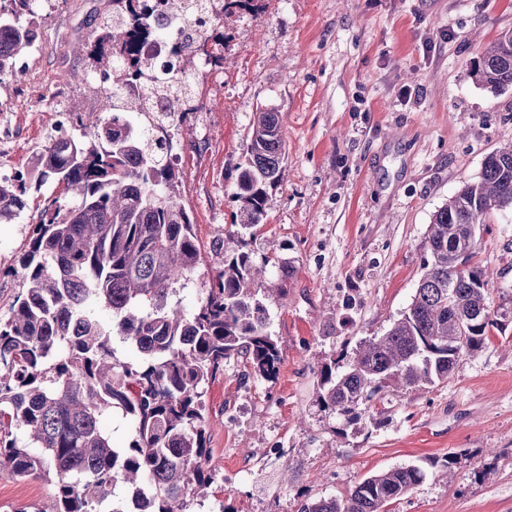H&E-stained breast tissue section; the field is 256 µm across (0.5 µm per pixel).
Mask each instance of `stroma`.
Here are the masks:
<instances>
[{"mask_svg": "<svg viewBox=\"0 0 512 512\" xmlns=\"http://www.w3.org/2000/svg\"><path fill=\"white\" fill-rule=\"evenodd\" d=\"M105 8L38 5L41 42L22 58L25 78L0 77L1 169L26 172L58 124L75 134L78 115L97 111L98 79L62 76L87 70L83 46ZM221 30L224 60L204 72V107L171 133L202 257L179 300L193 310L222 264L215 242L232 228L236 166L252 114L265 107L280 114L285 171L248 248L293 273L270 306L276 378L243 379L231 359L206 389L224 498L199 512H298L412 463L429 466L426 480L386 512H512V324L443 383L362 401L354 424L324 411L318 388L323 363L385 333L411 303L434 213L480 177L488 153L512 144V87L492 91L471 74L481 50L512 31V0H263L260 14L240 12ZM56 193L31 191L26 210L0 224L1 314L18 293L8 271ZM479 259L490 306L512 313L511 212L488 217ZM449 456L451 467H439ZM47 503L44 482L0 470V512Z\"/></svg>", "mask_w": 512, "mask_h": 512, "instance_id": "obj_1", "label": "stroma"}]
</instances>
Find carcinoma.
<instances>
[{"label": "carcinoma", "instance_id": "obj_1", "mask_svg": "<svg viewBox=\"0 0 512 512\" xmlns=\"http://www.w3.org/2000/svg\"><path fill=\"white\" fill-rule=\"evenodd\" d=\"M28 0H0V76L17 74L32 50L35 10ZM88 58L99 75L105 116L78 137L58 132L27 173L0 177V224L27 207V193L54 183V197L33 227L31 247L13 272L19 292L0 314V469L41 478L52 510L106 512L117 486L129 512H193L215 482L209 466L206 386L237 357L244 378L270 380L280 363L269 331L268 301L284 289L264 280L238 231L219 238L223 267L206 295L185 312L173 300L200 266L193 224L177 198L178 176L168 136H150L133 117L158 99L187 102L199 94L197 62L224 59L223 35L202 20L206 0H109ZM256 14L258 0H224V17ZM188 13L194 32L172 47L177 73L152 83V42L163 38L152 14ZM477 84L512 86V31L492 42L473 69ZM280 113L261 108L250 122L238 166L232 224L266 223L271 193L282 182ZM512 209V144L489 153L481 177L463 184L431 220L423 273L411 304L382 336L360 343L346 369L336 360L319 371V404L349 423L360 401L390 383L432 387L463 356L503 333L505 314L487 301L489 273L474 261L485 218ZM112 314L104 327L102 311ZM137 359L117 356L113 337ZM118 411L130 422L128 443L113 445L103 424ZM419 464L379 470L347 495L306 500L299 512H384L422 483Z\"/></svg>", "mask_w": 512, "mask_h": 512}]
</instances>
